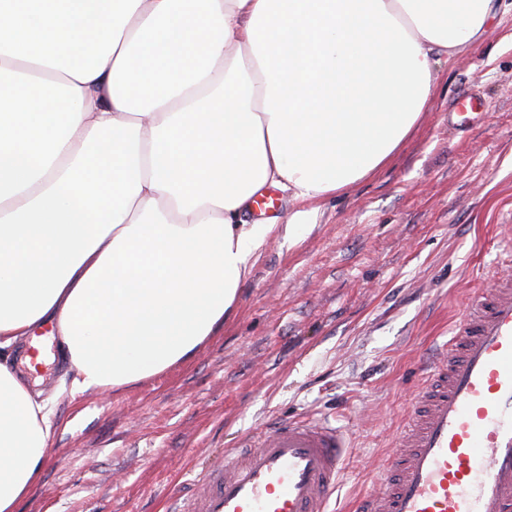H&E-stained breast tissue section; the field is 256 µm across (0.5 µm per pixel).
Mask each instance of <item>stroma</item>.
Segmentation results:
<instances>
[{
	"label": "stroma",
	"mask_w": 512,
	"mask_h": 512,
	"mask_svg": "<svg viewBox=\"0 0 512 512\" xmlns=\"http://www.w3.org/2000/svg\"><path fill=\"white\" fill-rule=\"evenodd\" d=\"M473 98L463 130L448 114ZM512 214V10L441 65L421 119L374 176L320 203L316 224L272 238L223 328L156 376L74 396L61 362L27 374L54 422L17 512H165L196 464L288 417L348 426L331 500L370 492L448 326L494 273Z\"/></svg>",
	"instance_id": "stroma-1"
}]
</instances>
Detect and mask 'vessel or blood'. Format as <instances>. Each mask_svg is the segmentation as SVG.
<instances>
[{
	"label": "vessel or blood",
	"mask_w": 512,
	"mask_h": 512,
	"mask_svg": "<svg viewBox=\"0 0 512 512\" xmlns=\"http://www.w3.org/2000/svg\"><path fill=\"white\" fill-rule=\"evenodd\" d=\"M357 512H512V277L465 306ZM348 433L288 418L198 474L177 512H328Z\"/></svg>",
	"instance_id": "vessel-or-blood-1"
}]
</instances>
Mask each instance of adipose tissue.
<instances>
[{
  "instance_id": "ef3b65f1",
  "label": "adipose tissue",
  "mask_w": 512,
  "mask_h": 512,
  "mask_svg": "<svg viewBox=\"0 0 512 512\" xmlns=\"http://www.w3.org/2000/svg\"><path fill=\"white\" fill-rule=\"evenodd\" d=\"M502 0H0V512L52 422L38 331L83 393L195 355L279 231L373 176ZM303 202L247 223L262 189Z\"/></svg>"
}]
</instances>
